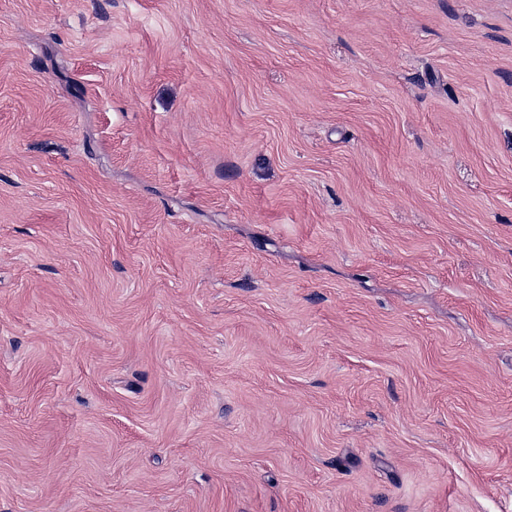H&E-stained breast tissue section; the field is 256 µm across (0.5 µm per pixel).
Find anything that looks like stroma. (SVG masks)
Returning a JSON list of instances; mask_svg holds the SVG:
<instances>
[{
	"mask_svg": "<svg viewBox=\"0 0 512 512\" xmlns=\"http://www.w3.org/2000/svg\"><path fill=\"white\" fill-rule=\"evenodd\" d=\"M0 512H512V0H0Z\"/></svg>",
	"mask_w": 512,
	"mask_h": 512,
	"instance_id": "obj_1",
	"label": "stroma"
}]
</instances>
